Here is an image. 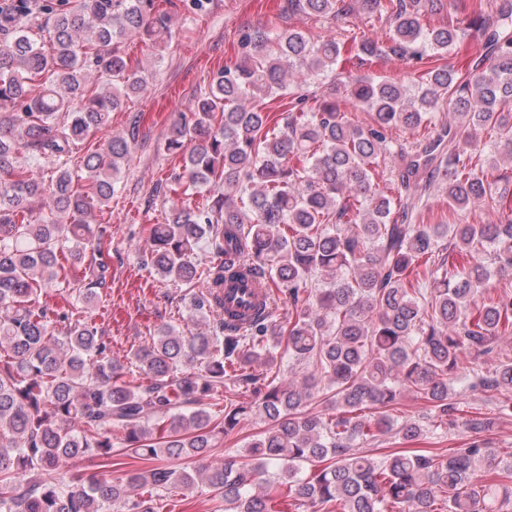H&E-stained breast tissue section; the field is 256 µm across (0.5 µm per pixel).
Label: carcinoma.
<instances>
[{
  "mask_svg": "<svg viewBox=\"0 0 512 512\" xmlns=\"http://www.w3.org/2000/svg\"><path fill=\"white\" fill-rule=\"evenodd\" d=\"M445 0H286L290 14L339 21L384 17L386 42L353 43L357 60L426 61L416 81L351 76L291 99L270 126L266 100L336 70L333 39L245 29L240 60L224 66L169 129L186 189L214 186L205 203L174 206L150 227L145 265L181 284L203 280L192 309L224 308V286L258 278L268 303L244 325L221 318L182 336L165 327L121 361L78 312L40 302L60 285L85 301L104 260L69 279L64 260L104 255L107 229L89 216L110 203L131 147L114 137L68 162L142 86L113 44L169 30L154 0H77L36 28L8 22L0 41V512H164L174 489L203 484L225 512H512V459L476 439L448 449L417 443L454 423L460 355L487 353L512 329V9L474 13L464 29L428 28ZM112 78L91 85V72ZM345 98L371 122L355 123ZM450 120L437 123L439 112ZM440 132L394 140L392 129ZM494 134L485 141L483 134ZM400 163L385 184L380 162ZM60 162L43 182L31 160ZM439 192L448 211L487 202L496 224H425L402 200ZM45 214L32 221V204ZM205 243L214 260L199 269ZM291 312L276 315L275 294ZM301 380L278 378V361ZM468 385L512 413V358L471 369ZM427 402L428 425L389 414L403 390ZM263 429L241 453L207 463L251 416ZM122 433L119 448L112 431ZM92 469L66 478L70 464ZM188 459L189 468L174 461Z\"/></svg>",
  "mask_w": 512,
  "mask_h": 512,
  "instance_id": "1",
  "label": "carcinoma"
}]
</instances>
